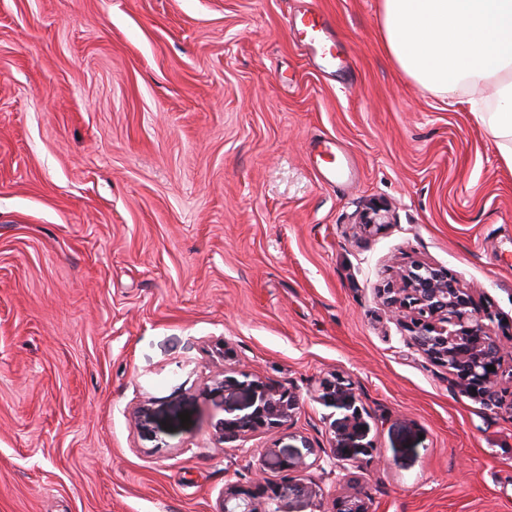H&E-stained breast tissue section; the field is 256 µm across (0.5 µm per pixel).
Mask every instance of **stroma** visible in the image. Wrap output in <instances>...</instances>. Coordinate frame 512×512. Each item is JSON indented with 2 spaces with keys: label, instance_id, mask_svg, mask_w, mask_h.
<instances>
[{
  "label": "stroma",
  "instance_id": "obj_1",
  "mask_svg": "<svg viewBox=\"0 0 512 512\" xmlns=\"http://www.w3.org/2000/svg\"><path fill=\"white\" fill-rule=\"evenodd\" d=\"M326 15L350 73L285 20ZM379 0H0V512H217L258 449L331 445L359 398L371 512H512V413L409 347L377 295L447 268L512 341V166L387 51ZM352 155L324 183L318 138ZM386 207L363 233L358 214ZM304 408L223 441L250 392ZM146 420L135 421L139 409ZM189 422H181V414ZM248 373L224 371L219 384L225 387L237 386L251 390L259 397V404L246 414L224 419L222 437L230 441H242L260 429L279 428L292 422L301 413L302 401L293 388H284L266 383L260 379H250Z\"/></svg>",
  "mask_w": 512,
  "mask_h": 512
}]
</instances>
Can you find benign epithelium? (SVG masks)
<instances>
[{"mask_svg": "<svg viewBox=\"0 0 512 512\" xmlns=\"http://www.w3.org/2000/svg\"><path fill=\"white\" fill-rule=\"evenodd\" d=\"M364 229L379 230L386 223L385 210L372 207L360 216ZM382 303L398 318L407 319V345L433 363L448 368L465 393L478 399L492 411L512 412V346L505 347L492 338L489 323L496 315L487 308L474 305L468 289L448 275V270L429 264H414L402 275L400 282L379 292ZM495 370L490 371L487 366ZM219 384L237 386L251 391L259 404L246 414L224 420L222 437L230 441H246L261 429L279 428L292 422L301 413L300 395L251 377L248 373L224 372ZM317 399L328 407L343 411L333 424L334 444L324 455L317 454L307 439L302 448L284 456L277 446L261 451V461L283 472H321L320 479L299 485V490L319 502L318 512H370V497L366 487L357 482L352 491L332 498L325 506L328 493L322 479L336 474L337 461L365 455L371 449L366 444L354 445L363 436L364 421L358 398L351 383L339 375L320 382ZM289 485L269 487L257 481L250 485L229 482L218 512H275L271 503L282 496Z\"/></svg>", "mask_w": 512, "mask_h": 512, "instance_id": "1", "label": "benign epithelium"}]
</instances>
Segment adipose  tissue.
I'll list each match as a JSON object with an SVG mask.
<instances>
[{"mask_svg":"<svg viewBox=\"0 0 512 512\" xmlns=\"http://www.w3.org/2000/svg\"><path fill=\"white\" fill-rule=\"evenodd\" d=\"M380 9L401 69L465 102L512 166V0H380Z\"/></svg>","mask_w":512,"mask_h":512,"instance_id":"adipose-tissue-1","label":"adipose tissue"}]
</instances>
